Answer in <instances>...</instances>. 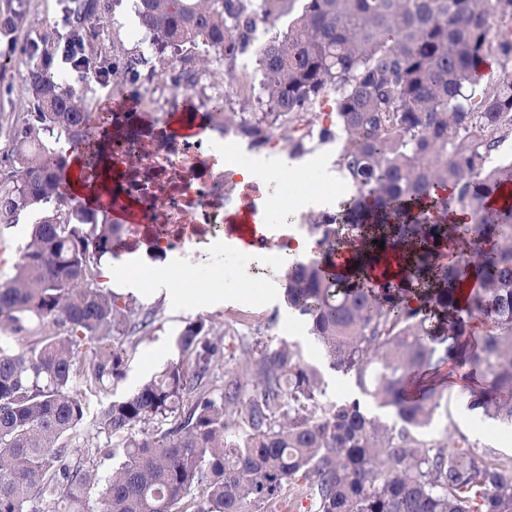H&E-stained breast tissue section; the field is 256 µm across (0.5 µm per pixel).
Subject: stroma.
Here are the masks:
<instances>
[{"label":"stroma","mask_w":512,"mask_h":512,"mask_svg":"<svg viewBox=\"0 0 512 512\" xmlns=\"http://www.w3.org/2000/svg\"><path fill=\"white\" fill-rule=\"evenodd\" d=\"M94 4L88 21L93 33L91 45L102 65L113 64L117 70L89 82L87 99L93 110L104 112L118 103L137 102L141 125L148 132L165 137L172 116L193 109L199 138L222 142L224 166L232 170L249 167L261 171L274 156L287 154L288 146L281 141L271 148L253 146L248 137L240 134L233 141H225L223 131L207 116L208 99L215 88L213 82L205 80L185 91L174 88L168 76L149 72L145 67L136 75L123 71L124 60L154 57L151 36L136 15L134 0H94ZM66 31L61 0H0V170L13 160V142L6 126L34 109L22 87L28 65L37 61L33 47L46 39L62 42ZM342 145L339 137L308 142L306 153L294 158L298 176L312 183L326 182L324 167L336 162ZM39 218V212L27 210L15 224L0 228L1 283L13 275L31 226ZM178 262L184 293L171 299L139 298L140 307L155 313L152 328L128 350L124 378L110 389L89 396L90 412L128 395L177 360L178 337L189 322L196 320L212 323L224 335L226 362L214 371V389H221L228 373L235 368L238 337L248 335L262 337L275 347L285 343L300 350L306 362L322 368L328 398L358 397L353 380L327 368L307 322L285 304L283 275L288 264L279 260L276 249H265L255 256L248 251L213 245L198 252L186 251ZM108 264L110 274L104 284L119 294L123 293L125 282L148 280L153 269L165 271L170 266L166 260L144 255L136 259L129 254L109 259ZM428 384L439 391H452L453 396L447 408L440 410L423 429L424 437L437 438L449 431H459L479 447L512 456V425L471 411L460 399L464 389L473 384L470 367L445 362L432 371Z\"/></svg>","instance_id":"stroma-1"}]
</instances>
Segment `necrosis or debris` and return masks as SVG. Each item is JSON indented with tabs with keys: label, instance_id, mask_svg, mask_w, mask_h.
<instances>
[{
	"label": "necrosis or debris",
	"instance_id": "1",
	"mask_svg": "<svg viewBox=\"0 0 512 512\" xmlns=\"http://www.w3.org/2000/svg\"><path fill=\"white\" fill-rule=\"evenodd\" d=\"M136 149L154 176L186 167L198 168L199 173L193 182L172 186L162 199L157 198L148 184L128 185V195L139 204V215L122 228L127 252H134L138 247L145 226L151 229L149 249L173 257L196 245L223 240L227 208L224 187L228 177L204 166L208 145L187 137L165 139L153 147L141 142Z\"/></svg>",
	"mask_w": 512,
	"mask_h": 512
}]
</instances>
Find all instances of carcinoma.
Segmentation results:
<instances>
[{"instance_id":"carcinoma-1","label":"carcinoma","mask_w":512,"mask_h":512,"mask_svg":"<svg viewBox=\"0 0 512 512\" xmlns=\"http://www.w3.org/2000/svg\"><path fill=\"white\" fill-rule=\"evenodd\" d=\"M70 69L102 72L88 50L85 0H62ZM136 0L158 64L187 89L216 75L239 83L237 60L257 23L275 34L256 50L260 94L239 91L240 111L211 104L221 127L255 146L276 131L289 153L343 135L337 160L355 193L314 219L321 258L286 274L284 301L308 319L330 369L351 377L392 423L360 401L325 396L320 371L286 344L239 340L240 363L213 396L221 337L203 320L179 335V359L92 420L104 441L80 440L85 395L125 375L127 348L153 314L101 286L102 260L120 249L121 225L68 186L70 161L46 144L64 140L82 181L100 180L107 147L139 138L133 112L101 118L85 85L27 68L37 106L13 129V165L0 172V226L39 207L16 273L0 283V512H512V456L476 451L465 435L425 439L443 395L420 388L452 359L483 382L467 405L512 423V203L488 205L512 162L491 155L512 133V0ZM288 19L285 29L278 22ZM205 52L188 57L197 44ZM497 80L480 86L488 58ZM336 129L313 133L328 96ZM467 224H450L454 212ZM378 243H373V240ZM383 264L356 280L334 258ZM479 319L484 336L468 340ZM120 454L106 475L101 449ZM103 484L100 498L90 490Z\"/></svg>"}]
</instances>
